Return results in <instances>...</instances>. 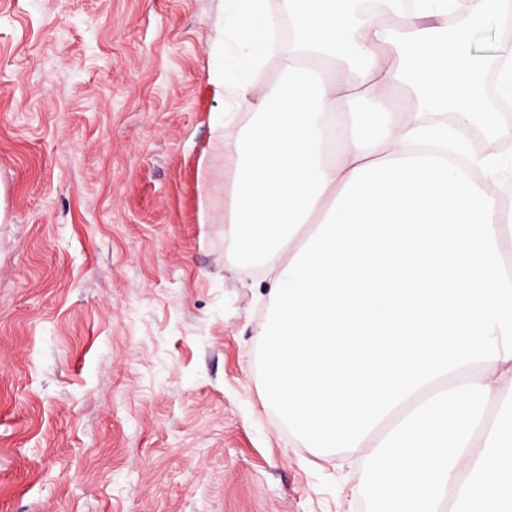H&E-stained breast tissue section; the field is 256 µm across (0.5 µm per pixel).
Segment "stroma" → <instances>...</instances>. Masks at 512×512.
<instances>
[{"instance_id":"35a3bbf8","label":"stroma","mask_w":512,"mask_h":512,"mask_svg":"<svg viewBox=\"0 0 512 512\" xmlns=\"http://www.w3.org/2000/svg\"><path fill=\"white\" fill-rule=\"evenodd\" d=\"M224 0H0V512H367L290 433L224 235Z\"/></svg>"}]
</instances>
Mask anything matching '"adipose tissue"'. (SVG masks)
<instances>
[{"mask_svg": "<svg viewBox=\"0 0 512 512\" xmlns=\"http://www.w3.org/2000/svg\"><path fill=\"white\" fill-rule=\"evenodd\" d=\"M295 44L284 50L265 0H224V26L235 35L237 76L212 82L227 111L249 112L234 129L235 166L224 196V222L239 253L280 275L313 234L354 168L418 155L404 136L455 116L495 131L484 104L489 70L512 99V40L490 57L478 34L512 13V0H287ZM276 59L275 84L254 76ZM497 154L470 158L464 170L494 198L495 215L511 205L497 177ZM377 466L376 498L391 512H512V359L471 363L431 381L401 402L362 442Z\"/></svg>", "mask_w": 512, "mask_h": 512, "instance_id": "1", "label": "adipose tissue"}]
</instances>
